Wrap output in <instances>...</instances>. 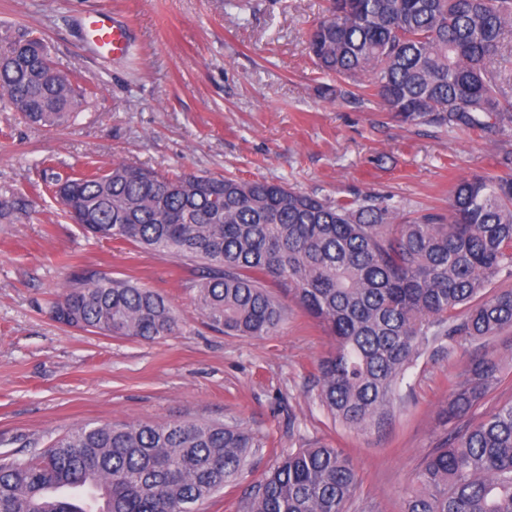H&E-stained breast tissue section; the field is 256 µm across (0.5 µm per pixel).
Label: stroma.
Returning <instances> with one entry per match:
<instances>
[{
	"label": "stroma",
	"mask_w": 512,
	"mask_h": 512,
	"mask_svg": "<svg viewBox=\"0 0 512 512\" xmlns=\"http://www.w3.org/2000/svg\"><path fill=\"white\" fill-rule=\"evenodd\" d=\"M327 0H0V35L31 31L56 68L93 94L69 125L47 130L0 110V455L37 454L83 424L218 421L259 442L251 467L199 512H240L260 475L288 450L326 443L351 453L362 477L349 512H402L423 450L448 433L439 413L467 360L495 356L501 383L486 407L512 400V332L436 359L398 387L390 418L364 433L318 401V363L331 341L293 295L261 338L213 329L194 303L193 274L169 255L97 239L65 218L46 181L125 160L169 175L283 182L331 199L386 198L405 214L447 212L454 184L495 172L512 132L408 126L378 99L336 93L306 50ZM109 11L130 48L104 58L79 24ZM101 273L164 295L181 317L152 341L58 324L48 309L68 278Z\"/></svg>",
	"instance_id": "stroma-1"
}]
</instances>
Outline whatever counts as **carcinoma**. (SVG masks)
I'll return each mask as SVG.
<instances>
[{
    "mask_svg": "<svg viewBox=\"0 0 512 512\" xmlns=\"http://www.w3.org/2000/svg\"><path fill=\"white\" fill-rule=\"evenodd\" d=\"M314 65L373 92L400 122L499 135L512 130V0H330L308 33ZM0 102L49 130L86 102L26 32L0 39ZM500 174L460 179L448 215L410 219L377 197L331 200L282 183L168 176L116 161L57 179L53 192L95 236L192 266L195 302L227 334H272L292 291L333 338L318 399L336 423H385L397 387L435 358L512 332V150ZM61 324L146 341L181 318L155 291L106 275L72 276L49 308ZM499 383L493 357L468 360L444 409L453 425L425 451L403 512H512V402L465 421ZM238 425L172 421L77 426L37 456H0V512H84L49 487L92 480L100 512H195L249 466ZM360 483L352 455L316 444L280 456L245 496L244 512H348Z\"/></svg>",
    "mask_w": 512,
    "mask_h": 512,
    "instance_id": "1",
    "label": "carcinoma"
}]
</instances>
